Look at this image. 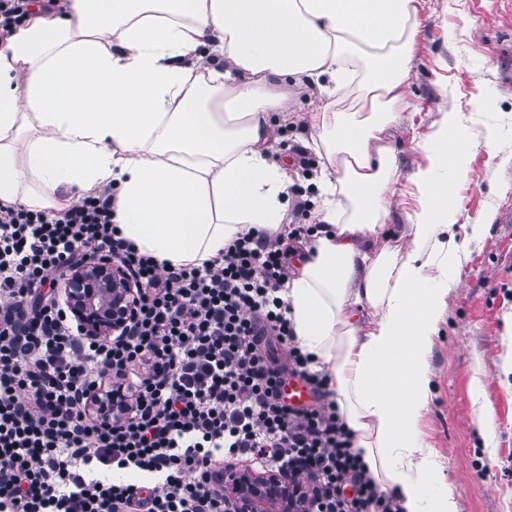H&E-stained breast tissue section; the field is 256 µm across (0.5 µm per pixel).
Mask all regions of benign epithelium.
Wrapping results in <instances>:
<instances>
[{
    "label": "benign epithelium",
    "instance_id": "benign-epithelium-1",
    "mask_svg": "<svg viewBox=\"0 0 512 512\" xmlns=\"http://www.w3.org/2000/svg\"><path fill=\"white\" fill-rule=\"evenodd\" d=\"M58 297L81 333L109 341L136 315L138 295L124 267L113 261L85 262L73 267L57 285ZM225 512H307L303 489L288 477L253 469H227L221 474Z\"/></svg>",
    "mask_w": 512,
    "mask_h": 512
}]
</instances>
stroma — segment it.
I'll use <instances>...</instances> for the list:
<instances>
[{
  "label": "stroma",
  "mask_w": 512,
  "mask_h": 512,
  "mask_svg": "<svg viewBox=\"0 0 512 512\" xmlns=\"http://www.w3.org/2000/svg\"><path fill=\"white\" fill-rule=\"evenodd\" d=\"M405 104L390 129L397 176L387 193L380 242L407 240L418 206L412 175L430 163L427 145L445 112L462 115L471 142L447 177L455 184L451 233L464 256L437 324L428 405L419 423L437 461L431 490H452L460 512H512V0H424ZM318 94L271 113L270 160L296 174L283 222L321 221V201L300 157ZM483 225L473 235L472 225Z\"/></svg>",
  "instance_id": "obj_1"
}]
</instances>
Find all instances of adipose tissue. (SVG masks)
<instances>
[{"label": "adipose tissue", "instance_id": "obj_1", "mask_svg": "<svg viewBox=\"0 0 512 512\" xmlns=\"http://www.w3.org/2000/svg\"><path fill=\"white\" fill-rule=\"evenodd\" d=\"M421 0H69L0 42V201L53 205L60 190H116L120 238L165 266L208 265L237 234L279 233L287 166L269 162L268 115L317 89L311 147L324 160L322 222L282 295L296 340L328 373L381 490L403 512L432 498L418 431L432 337L460 253L445 235L459 143L445 113L414 177L409 242L378 245ZM355 95L352 111L340 110ZM369 307L370 324L354 311Z\"/></svg>", "mask_w": 512, "mask_h": 512}]
</instances>
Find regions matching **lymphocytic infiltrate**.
Wrapping results in <instances>:
<instances>
[{
    "label": "lymphocytic infiltrate",
    "mask_w": 512,
    "mask_h": 512,
    "mask_svg": "<svg viewBox=\"0 0 512 512\" xmlns=\"http://www.w3.org/2000/svg\"><path fill=\"white\" fill-rule=\"evenodd\" d=\"M113 200L107 187L60 211L0 202V512H224L216 468L245 462L304 484L309 512H402L295 341L279 238L248 232L204 268L165 267L118 238ZM94 258L140 290L108 342L81 338L52 292ZM290 377L315 403L284 401ZM107 383L129 392L108 423L87 410Z\"/></svg>",
    "instance_id": "obj_1"
}]
</instances>
